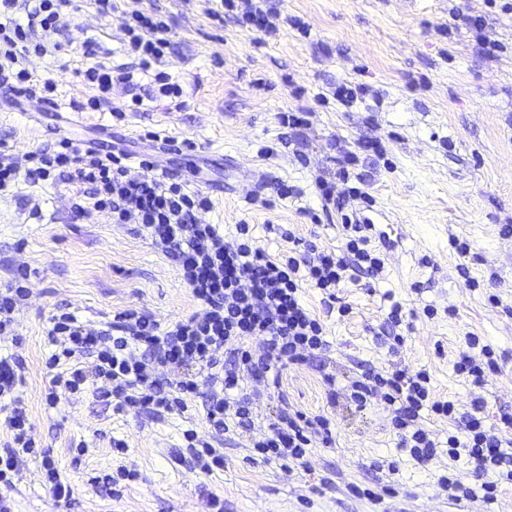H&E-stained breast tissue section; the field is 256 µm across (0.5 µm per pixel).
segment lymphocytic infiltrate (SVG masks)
<instances>
[{
	"label": "lymphocytic infiltrate",
	"instance_id": "1",
	"mask_svg": "<svg viewBox=\"0 0 512 512\" xmlns=\"http://www.w3.org/2000/svg\"><path fill=\"white\" fill-rule=\"evenodd\" d=\"M73 7V0H0L1 93L13 97L54 93V83L36 77L30 63L35 57L57 58L72 46L58 20ZM207 13L265 33L275 31L278 16L275 8H262L257 0H218L217 7L208 8ZM125 15L127 62L73 71L78 83L93 91L85 103L88 109L98 110L113 86L130 90V99L115 110L119 118L144 106L135 93L139 76L150 77L153 98L184 95L182 85L161 68L172 48V17L136 8ZM129 159L122 150L79 149L63 139L53 148L30 154L29 167L21 171L9 146L0 143V193L21 180L38 186L55 173L87 188L91 209L151 238L204 308L203 314L178 318L165 328L135 309L116 313L100 328L80 322L70 311L52 315L47 336L56 351L46 361L53 372L47 402L57 403L60 392L74 395L94 384L122 409L183 412L205 385L210 389L203 404L205 420L215 434L258 432L253 449L263 460L305 466L313 444H334L335 421L284 406L260 432L253 401L279 391L288 365L306 363L329 345L323 322L301 301L303 284L328 291L348 279L350 272L375 278L384 270L383 259L368 248L365 225L345 211L349 201L361 199V192L336 188L349 178L351 154L339 159L332 176L317 182L324 200L335 202L342 212L343 251L307 243L278 255L258 246L244 221L237 224L234 241H225L220 225L197 219L199 212L211 209L209 196L189 189L186 181L172 173L132 175ZM252 338L263 343L260 355H253L248 346ZM84 355L94 357L91 369L60 370L61 360ZM160 367L170 370L171 379L157 375ZM24 372L22 359L0 356V401L11 405L7 426L12 432L11 444L0 452V485H10L11 474L24 459L38 453L20 394ZM324 381L329 406L343 400L358 409L378 402L391 408L400 448L420 463L432 460L439 446L423 423L424 412L452 420L455 430L448 436V455L467 456L482 482L473 488L440 479L450 499L479 495L491 505L497 500L499 481H512V438L487 427L482 402H473L470 411L461 413L453 401L437 399L427 371L369 368L341 387L332 374H325ZM491 472L498 473V481L488 480Z\"/></svg>",
	"mask_w": 512,
	"mask_h": 512
}]
</instances>
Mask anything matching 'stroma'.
I'll return each mask as SVG.
<instances>
[{
	"label": "stroma",
	"instance_id": "35a3bbf8",
	"mask_svg": "<svg viewBox=\"0 0 512 512\" xmlns=\"http://www.w3.org/2000/svg\"><path fill=\"white\" fill-rule=\"evenodd\" d=\"M504 3L280 0L281 13L300 17L307 31L287 26L268 38L229 19L217 23L203 0H138L139 9L158 8L174 20L165 69L183 86V104L149 101L145 77L137 87L148 99L144 110L117 121L111 109L128 98L117 85L110 103L88 113L71 138H93L95 121L109 123L132 156L151 155L210 196L214 206L200 214L202 223L223 225L229 240L247 221L258 245L273 254L288 248L291 235L342 250L340 215L324 208L315 178L333 171L336 148L355 152L348 184L371 201H352L350 209L399 225L415 255L372 241L383 273L342 282L335 309L319 289L303 286V304L325 322L329 347L288 366L283 397H261L253 412L261 423L285 403L327 413L336 421V443L314 445L307 468L287 470L262 461L247 434H212L198 400L184 413L134 414L90 387L48 406L53 346L45 328L59 307L91 324L133 307L165 326L201 306L150 240L105 214L77 215L85 198L75 185L59 178L36 187L21 182L0 194V287L19 268L33 271L13 335H0V354L26 364L22 398L41 451L13 478V512H214L215 497L223 512H512V483L500 485L491 508L479 497L449 499L438 481L474 484L467 459L450 460L443 446L428 463L413 460L399 446L391 410L329 407L322 380L329 372L343 383L369 368L402 364L427 371L436 396L459 411L482 400L489 427L512 414V10ZM460 8L483 15L482 31L457 23ZM61 23L74 42L92 37L100 46L95 56L64 55L60 67L46 68L38 58L30 64L55 83L54 106L71 112L89 95L73 68L124 63V16L102 17L92 0H76ZM486 41L497 44L494 57L483 55ZM339 83L370 93L348 104L332 95ZM51 108L1 101L0 143L19 158L52 147ZM301 110L309 114L307 128L282 146L280 113ZM156 133L195 147L160 153ZM368 137L381 142L383 155L359 152V140ZM279 180L296 186L298 196L279 197ZM256 194L267 208H247ZM34 201L42 208L38 219L28 216ZM310 210L319 222L307 218ZM458 241L467 253L457 252ZM395 301L407 323L394 332L386 318ZM430 308L435 316H427ZM469 336L503 356L500 372L482 386L453 370ZM188 429L223 454V468L207 475L179 461ZM116 440L124 451L113 448ZM48 463L73 489L66 503L56 504L45 486ZM124 469L132 479L121 477ZM388 486L397 496L375 500Z\"/></svg>",
	"mask_w": 512,
	"mask_h": 512
}]
</instances>
